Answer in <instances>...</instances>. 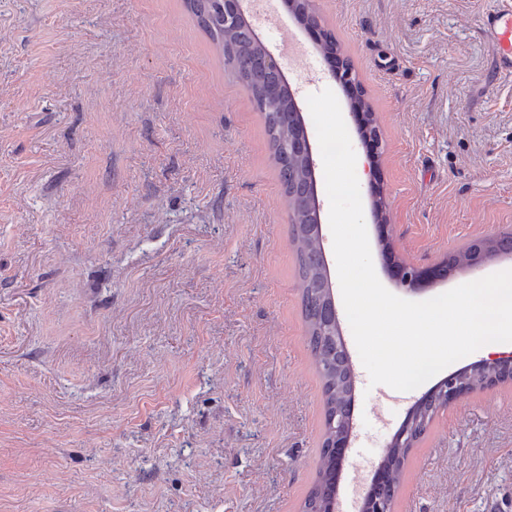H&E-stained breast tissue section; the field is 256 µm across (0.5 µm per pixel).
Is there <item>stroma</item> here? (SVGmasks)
<instances>
[{
    "label": "stroma",
    "mask_w": 512,
    "mask_h": 512,
    "mask_svg": "<svg viewBox=\"0 0 512 512\" xmlns=\"http://www.w3.org/2000/svg\"><path fill=\"white\" fill-rule=\"evenodd\" d=\"M382 134L345 115L363 207L386 196L390 254L425 268L512 232V74L479 17L500 0H312ZM265 47L299 103L332 89L269 0ZM263 116L182 0H0V512H301L323 384L306 341L287 198ZM512 269L424 283L423 301ZM354 369L346 475L383 458L416 388ZM393 512H512V383L440 411Z\"/></svg>",
    "instance_id": "obj_1"
}]
</instances>
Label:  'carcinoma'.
<instances>
[{"label":"carcinoma","instance_id":"obj_1","mask_svg":"<svg viewBox=\"0 0 512 512\" xmlns=\"http://www.w3.org/2000/svg\"><path fill=\"white\" fill-rule=\"evenodd\" d=\"M184 6L197 25L220 50L224 66L250 93L255 109L264 117L272 150V161L292 212L293 238L299 261L302 306L307 326V344L323 380L325 433L328 439L336 428V418L349 416L350 374L343 361L336 358V343L322 334L320 318L327 315L331 301L325 294L326 275L321 261V237L316 213L306 192L311 182L306 157L300 147L303 127L291 103L288 89L270 93L279 84V76L264 64L263 48L254 39L244 21L224 24V0H184ZM410 449L394 447L385 462L388 470L383 491L395 495ZM321 464L316 482L305 499L304 507L315 501L326 502L336 492V456L330 449H320Z\"/></svg>","mask_w":512,"mask_h":512}]
</instances>
